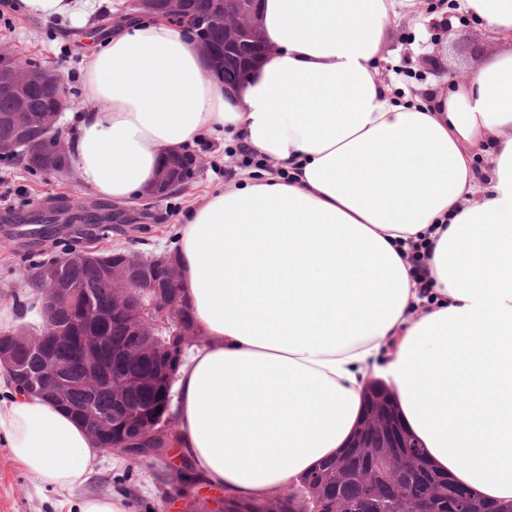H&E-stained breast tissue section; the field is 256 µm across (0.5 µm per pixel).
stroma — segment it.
Wrapping results in <instances>:
<instances>
[{
	"label": "stroma",
	"mask_w": 512,
	"mask_h": 512,
	"mask_svg": "<svg viewBox=\"0 0 512 512\" xmlns=\"http://www.w3.org/2000/svg\"><path fill=\"white\" fill-rule=\"evenodd\" d=\"M126 3L91 0L84 18L45 20L28 15L23 0H0V46L28 62L64 63L75 111L94 110L97 104L86 97L82 83L83 59L93 39H85L82 47H76L78 61L64 60V51L73 45L76 30L91 27L95 17L118 12ZM422 3L420 10L402 14L388 30L382 46L383 71L394 74L401 89L414 92L448 86L451 76H464L488 58L512 50V45L497 41L477 22L456 12L454 0ZM192 151L202 159L200 169L184 191L156 204V223L137 239L84 224L57 229L49 238L21 235V226L48 214L51 208H67L82 201L108 213L112 202L72 177L33 175L1 160L0 309L14 310L18 282L49 258L90 245L102 250L121 245L147 255L168 243L186 223L191 206L203 204L210 191L245 168L233 146L212 139L198 143ZM87 495L120 497L127 512H177L174 496L162 494L156 471L131 460L117 468L111 459L101 460L88 483L73 493L77 499ZM59 500L57 493L40 490L14 462L9 449L0 447V512H61Z\"/></svg>",
	"instance_id": "obj_1"
}]
</instances>
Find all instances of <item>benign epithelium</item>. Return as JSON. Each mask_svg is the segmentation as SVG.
I'll use <instances>...</instances> for the list:
<instances>
[{"mask_svg": "<svg viewBox=\"0 0 512 512\" xmlns=\"http://www.w3.org/2000/svg\"><path fill=\"white\" fill-rule=\"evenodd\" d=\"M161 18L190 31L210 70L224 79L226 87L246 75L248 67H234L243 49L255 59L274 54V48L261 38L259 0H208L203 12L191 10L189 0H164ZM37 86L56 89L51 111L29 108L27 94ZM0 96L13 101L14 108L5 121L19 134L15 140L0 143V153L20 148L45 174L66 172L63 162L68 159L69 140L59 121L72 109V101L62 70L55 65L23 62L14 53L0 49ZM184 179L180 168L168 160L163 162L151 190L125 205H115L112 222L129 235L140 232L141 214L151 213L153 204ZM87 267L96 269L93 294L83 288L77 276ZM179 284L178 264L169 255L145 256L122 249L105 253L88 248L59 256L45 264L39 276L40 323L4 331L9 344L0 345V367L28 393L77 410L88 433L95 441L107 444L109 452L132 459L159 455L163 449L153 447L155 439L175 436L178 424L167 408L147 418L131 402V396L138 390L166 392L172 387L179 359L163 335L177 339L181 349L200 342L201 331L184 319ZM74 303L86 329L61 337L55 318ZM108 315L120 323L124 340L111 342L93 329ZM25 350L40 358L33 374L16 360V353ZM92 384L105 387L110 411L97 408ZM349 447L357 449L354 456L336 458L334 500L325 499V480L306 485L293 482L262 502L261 512H281V503L297 495L303 496L310 512H382L387 499L399 495L422 473L420 457L408 452L412 444L395 434L382 408L364 414ZM400 447L405 451L397 452ZM351 484L362 488L355 501L345 493ZM450 500L463 503L469 496L451 492L444 482L428 481L409 512H433L434 506Z\"/></svg>", "mask_w": 512, "mask_h": 512, "instance_id": "obj_1", "label": "benign epithelium"}]
</instances>
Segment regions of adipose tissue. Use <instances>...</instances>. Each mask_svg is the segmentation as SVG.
I'll return each mask as SVG.
<instances>
[{
  "label": "adipose tissue",
  "instance_id": "obj_1",
  "mask_svg": "<svg viewBox=\"0 0 512 512\" xmlns=\"http://www.w3.org/2000/svg\"><path fill=\"white\" fill-rule=\"evenodd\" d=\"M420 4L261 0L275 53L230 92L164 20L115 30L86 61L98 107L72 117L79 184L126 200L205 136L279 166L211 193L179 233L203 338L170 410L183 456L225 494L263 500L335 458L379 378L436 471L512 502V52L399 95L380 51ZM456 5L512 43V0ZM421 238L426 297L403 259ZM0 387V446L57 494L86 484L102 450L81 421L1 370Z\"/></svg>",
  "mask_w": 512,
  "mask_h": 512
}]
</instances>
